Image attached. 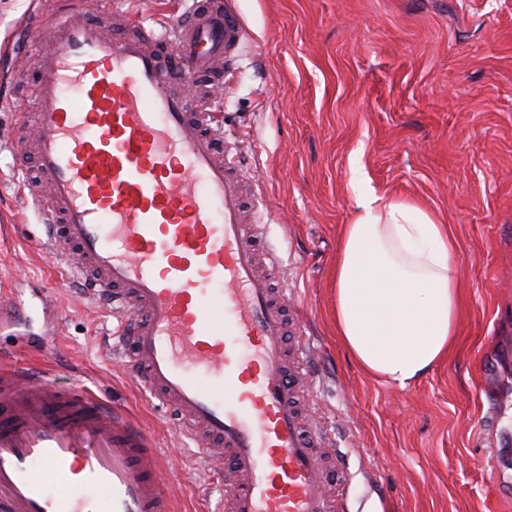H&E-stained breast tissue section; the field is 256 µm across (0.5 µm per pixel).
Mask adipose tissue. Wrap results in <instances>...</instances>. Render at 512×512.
Masks as SVG:
<instances>
[{"label":"adipose tissue","mask_w":512,"mask_h":512,"mask_svg":"<svg viewBox=\"0 0 512 512\" xmlns=\"http://www.w3.org/2000/svg\"><path fill=\"white\" fill-rule=\"evenodd\" d=\"M336 260V331L368 374L405 389L458 339V250L447 225L404 203L361 198Z\"/></svg>","instance_id":"ef3b65f1"}]
</instances>
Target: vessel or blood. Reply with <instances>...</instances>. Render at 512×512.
I'll return each instance as SVG.
<instances>
[{
	"label": "vessel or blood",
	"instance_id": "vessel-or-blood-1",
	"mask_svg": "<svg viewBox=\"0 0 512 512\" xmlns=\"http://www.w3.org/2000/svg\"><path fill=\"white\" fill-rule=\"evenodd\" d=\"M33 68L23 138L47 183L39 247L119 319L116 356L211 466L225 512H350L327 498L325 432L300 413L312 347L289 336L279 262L249 213L219 112L190 91L247 37L237 0H192L156 27L109 37L64 0ZM0 512H174L144 434L82 387L0 366Z\"/></svg>",
	"mask_w": 512,
	"mask_h": 512
}]
</instances>
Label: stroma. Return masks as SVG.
I'll return each instance as SVG.
<instances>
[{
	"label": "stroma",
	"mask_w": 512,
	"mask_h": 512,
	"mask_svg": "<svg viewBox=\"0 0 512 512\" xmlns=\"http://www.w3.org/2000/svg\"><path fill=\"white\" fill-rule=\"evenodd\" d=\"M37 0H0V59ZM249 31L224 99L225 131L267 211L277 285L314 339L310 388L351 479V512H512V0H238ZM0 88V320L6 363L60 386L82 378L165 455L177 512H224V484L110 354L111 313L39 252L15 145L33 110L32 60ZM448 225L458 252L459 339L399 389L369 375L333 324V274L359 195ZM493 425H486V417Z\"/></svg>",
	"instance_id": "35a3bbf8"
}]
</instances>
